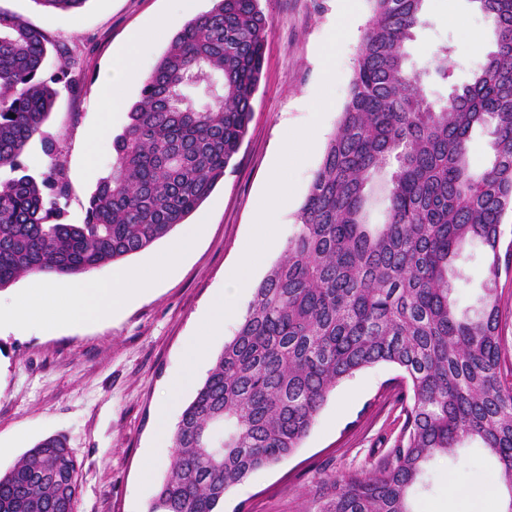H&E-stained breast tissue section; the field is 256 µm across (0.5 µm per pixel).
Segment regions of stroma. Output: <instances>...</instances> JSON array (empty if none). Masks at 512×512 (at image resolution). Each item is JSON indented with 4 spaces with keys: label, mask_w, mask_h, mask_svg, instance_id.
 <instances>
[{
    "label": "stroma",
    "mask_w": 512,
    "mask_h": 512,
    "mask_svg": "<svg viewBox=\"0 0 512 512\" xmlns=\"http://www.w3.org/2000/svg\"><path fill=\"white\" fill-rule=\"evenodd\" d=\"M267 18L264 66L243 143L221 181L199 211L205 225L195 248L156 289L105 321L61 322L58 311L73 301L83 276H22L0 290V300L44 296L38 327L0 329V471L10 469L38 440L64 435L80 464L83 494L77 512H148L173 460L171 438L161 436L156 410L168 397L172 378L184 369L189 340L202 331L212 301L223 294L229 270L256 237L257 215L272 176L289 186L291 203L255 265L260 282L283 254L294 231V215L318 170L321 148L305 151L298 164L277 165L290 130L319 124L320 139L335 129L348 98L356 54L371 18L369 0H358L359 23L340 31V0H260ZM426 23L408 44L409 68L421 72L433 98L447 88L427 67L441 46L452 45L457 83L469 81L484 55L479 37L488 35L483 15L470 0H426ZM0 9L67 44L84 76L80 94L59 88L44 129L55 137L70 183L62 203L69 222H82L85 206L114 156L112 141L128 124V104L139 85L125 91L126 108L104 111L97 91L132 36L147 33L137 54L141 72H150L187 15L173 0H88L76 14H56L35 0H0ZM176 14L173 28L156 33L152 20ZM336 71L326 83L324 67ZM108 132H101V125ZM454 298L460 310L479 309L486 267L477 246L468 244L456 262ZM239 325L228 320L208 340L200 363L179 399L187 406L213 367L225 341ZM396 368H367L331 392L298 450L278 464L253 472L224 498V512H309L321 484L349 471L375 469L397 438L403 418L395 400ZM151 477H143L147 460ZM494 458L466 449L458 461L441 460L429 470L427 488L412 497L414 512H500V502L472 500L465 490L495 474Z\"/></svg>",
    "instance_id": "35a3bbf8"
}]
</instances>
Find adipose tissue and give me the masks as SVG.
Here are the masks:
<instances>
[{
    "label": "adipose tissue",
    "mask_w": 512,
    "mask_h": 512,
    "mask_svg": "<svg viewBox=\"0 0 512 512\" xmlns=\"http://www.w3.org/2000/svg\"><path fill=\"white\" fill-rule=\"evenodd\" d=\"M140 44V38H133L116 60L115 74L101 82L99 99L108 106L122 104L124 86L140 81L141 74L136 65V52ZM201 229L198 223L185 225L181 234L170 243L156 273L151 274L140 268L120 269L115 272L111 282L86 281L79 289L75 302L60 312V319L98 320L149 292L159 277L169 274L179 258L194 246Z\"/></svg>",
    "instance_id": "adipose-tissue-1"
}]
</instances>
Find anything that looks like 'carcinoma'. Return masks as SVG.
Here are the masks:
<instances>
[{
    "instance_id": "1",
    "label": "carcinoma",
    "mask_w": 512,
    "mask_h": 512,
    "mask_svg": "<svg viewBox=\"0 0 512 512\" xmlns=\"http://www.w3.org/2000/svg\"><path fill=\"white\" fill-rule=\"evenodd\" d=\"M35 2L74 14L88 0ZM211 2L142 78L112 168L76 224L60 205L70 185L59 146L43 127L56 86L78 94L80 79L66 45L0 10V168L12 173L0 179V289L23 275L73 277L125 260L169 236L224 179L251 121L267 19L259 0ZM369 2L349 95L297 229L182 411L149 512H222L234 486L300 447L338 384L379 364L401 372L399 438L374 471L327 482L315 512H412L429 468L466 442L495 459L512 512L498 293L512 216V0H470L492 45L462 85L452 83L450 50L436 56L450 85L442 104L407 68L426 0ZM52 51L63 62L50 69ZM199 88L202 102L191 95ZM477 128L491 137L480 170L469 157ZM36 136L50 158L38 176L22 160ZM384 171L385 218L370 224L369 192ZM471 243L487 262L474 316L451 297L453 263ZM81 494L78 461L59 435L0 472V512H63Z\"/></svg>"
}]
</instances>
